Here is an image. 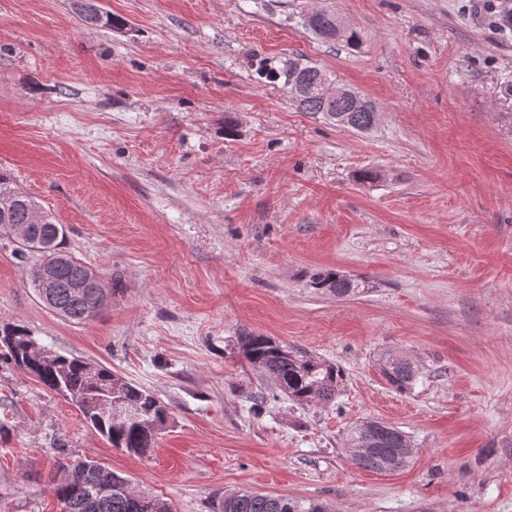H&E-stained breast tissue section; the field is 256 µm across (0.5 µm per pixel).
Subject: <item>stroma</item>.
Listing matches in <instances>:
<instances>
[{
    "mask_svg": "<svg viewBox=\"0 0 512 512\" xmlns=\"http://www.w3.org/2000/svg\"><path fill=\"white\" fill-rule=\"evenodd\" d=\"M0 0V170L49 209L111 301L63 320L0 237V324L100 363L172 411L150 454L0 359V512H61L63 440L165 500L254 491L332 512H512V0ZM335 13L348 50L304 21ZM295 56L373 101L366 132L302 112L257 62ZM374 172L373 180L358 176ZM331 270L358 291L315 288ZM268 336L339 367L298 405L239 351ZM416 363L411 390L380 372ZM406 468L356 467L364 420ZM73 12L86 24L98 26H121L122 21L112 17L98 4V0H72ZM355 465L376 472L398 471L407 466L410 450L403 432L381 421H364L347 439ZM360 448H366L358 452Z\"/></svg>",
    "mask_w": 512,
    "mask_h": 512,
    "instance_id": "35a3bbf8",
    "label": "stroma"
}]
</instances>
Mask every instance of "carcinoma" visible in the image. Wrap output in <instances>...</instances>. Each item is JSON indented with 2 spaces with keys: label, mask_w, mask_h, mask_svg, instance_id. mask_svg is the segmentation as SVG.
Listing matches in <instances>:
<instances>
[{
  "label": "carcinoma",
  "mask_w": 512,
  "mask_h": 512,
  "mask_svg": "<svg viewBox=\"0 0 512 512\" xmlns=\"http://www.w3.org/2000/svg\"><path fill=\"white\" fill-rule=\"evenodd\" d=\"M73 12L86 24L120 26L122 21L103 10L98 0H71ZM340 20L329 11H319L307 19V28L326 42H342L354 50L362 42L360 33L341 29ZM266 73L273 79H283V87L292 92L295 85L303 89L296 106L302 112H320L328 119L359 132L371 128L372 113L356 107L361 94L352 89L344 96H326L323 85L330 83L326 73L315 66L295 59L282 62L279 68ZM12 198V208L0 215V232L12 235L11 224L27 225L25 239H14L15 250L30 255L34 262L29 277L38 297L50 309L71 323L88 320L87 312L96 308L100 296L94 288L80 295L71 292L75 281H88L97 274L73 257L64 247L65 231L54 217L41 210L36 202L21 191L11 176L0 171V195ZM53 266L55 285L41 287L38 265ZM313 286L327 288L338 297L357 291L358 284L338 272L318 275ZM36 341L20 325L0 329V346L4 356L24 374L36 378L48 390L74 403L90 428L106 438L114 448L145 455L154 447L158 434L170 419V408L153 393L128 380L111 368L92 364L78 357L55 352L38 356L30 351ZM240 350L252 366L272 378L279 388L299 405L329 403L336 397L341 370L310 356L301 355L281 346L267 336L240 337ZM381 372L387 382L399 391L414 385L418 369L411 363L390 355L383 360ZM112 398L136 410L127 419H111L96 410L95 400ZM355 465L376 472L398 471L407 466L410 450L403 432L381 421H364L354 427L347 439ZM69 477L79 481V491L70 492L57 480L50 483V492L61 503L63 512H170L167 502L135 488L131 481L94 460H78L70 465ZM112 481V496L100 497L103 483ZM220 512H328L316 502L306 505L287 497L262 493H239L224 497Z\"/></svg>",
  "instance_id": "carcinoma-1"
}]
</instances>
